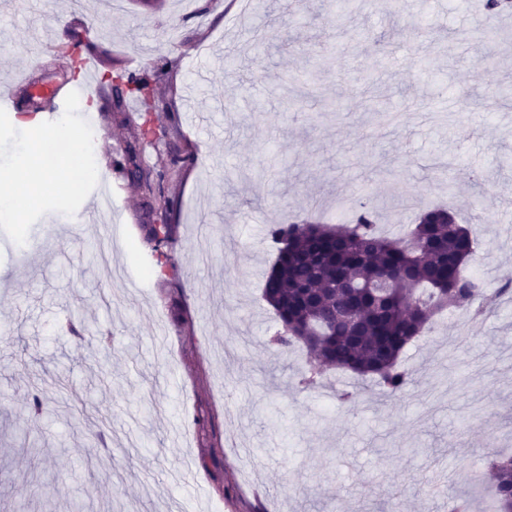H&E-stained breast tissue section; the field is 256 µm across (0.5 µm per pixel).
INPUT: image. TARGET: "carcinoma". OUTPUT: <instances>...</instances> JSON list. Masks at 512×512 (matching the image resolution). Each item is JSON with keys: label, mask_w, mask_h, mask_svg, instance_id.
<instances>
[{"label": "carcinoma", "mask_w": 512, "mask_h": 512, "mask_svg": "<svg viewBox=\"0 0 512 512\" xmlns=\"http://www.w3.org/2000/svg\"><path fill=\"white\" fill-rule=\"evenodd\" d=\"M104 79L116 78L126 97L156 112L167 101L156 93L158 74L145 68L136 75L112 72L105 62ZM128 127L120 165L140 192L143 242L153 250L174 240L170 223L176 201L164 196L165 179L197 162L194 153L160 149L148 140L144 125L123 112L109 113ZM166 156L158 169L143 166L147 148ZM268 238L276 259L268 272L263 298L274 310L280 329L277 344H300L326 367L375 379L387 396L405 393L411 374L398 360L406 346L431 328L440 312L462 311L475 317L491 309L500 288L490 296L476 280L462 275L473 254L472 232L444 208L423 213L401 237L377 231L376 208L359 203L351 220L338 226L308 220L272 224ZM495 512H512V456L490 457Z\"/></svg>", "instance_id": "obj_1"}]
</instances>
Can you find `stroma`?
I'll return each instance as SVG.
<instances>
[{
  "label": "stroma",
  "instance_id": "obj_1",
  "mask_svg": "<svg viewBox=\"0 0 512 512\" xmlns=\"http://www.w3.org/2000/svg\"><path fill=\"white\" fill-rule=\"evenodd\" d=\"M475 9L356 0L339 24L321 0L299 22L290 0L236 20L219 0H0V87L26 72L81 83L61 47L93 25L96 73L108 55L179 60L157 90L198 158L166 189L178 234L162 271L138 188L113 165L127 128L108 103L69 119L109 132L94 159L110 210L92 216L94 185L61 176L0 222V512H71L76 498L84 512H426L435 476L492 512L473 477L512 453V299L463 347L458 318L438 316L400 356L410 390L388 397L329 367L301 389L306 355L270 344L262 296L268 225L314 206L332 222L365 199L389 237L448 206L478 238L470 267L496 270L485 288L512 284V19L487 45ZM56 125L0 110V166ZM34 394L52 417L32 430Z\"/></svg>",
  "mask_w": 512,
  "mask_h": 512
}]
</instances>
